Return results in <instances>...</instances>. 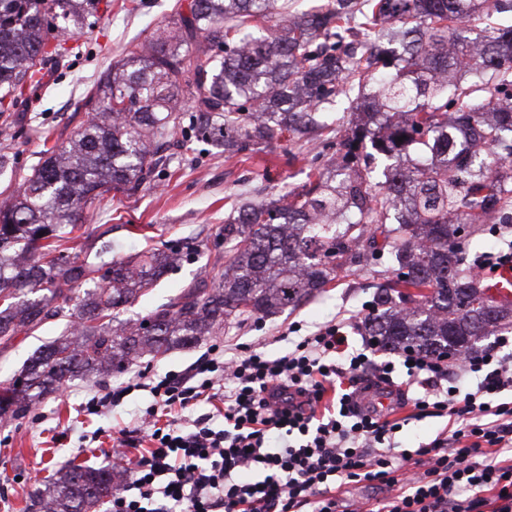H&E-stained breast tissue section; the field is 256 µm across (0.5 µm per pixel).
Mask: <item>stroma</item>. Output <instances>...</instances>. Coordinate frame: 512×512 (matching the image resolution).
Masks as SVG:
<instances>
[{
  "label": "stroma",
  "instance_id": "obj_1",
  "mask_svg": "<svg viewBox=\"0 0 512 512\" xmlns=\"http://www.w3.org/2000/svg\"><path fill=\"white\" fill-rule=\"evenodd\" d=\"M189 0H102V19L92 32L69 40L62 65L49 69L43 83L25 89L18 109L0 115V155L8 163L0 169V199L18 189L43 157L45 146L67 141L84 121L82 104L94 86L125 57L130 44L150 39ZM318 141L281 136L259 145L249 159L224 158L206 144L191 142L162 166L153 187L134 195L111 192L84 213L89 247L110 243L113 257H125L164 241H181L193 249L180 259L152 290L127 311L146 315L166 303L196 279L220 277L224 244L216 231L233 208L248 201L272 200L300 187L313 166H322ZM391 274L385 263L341 271L317 297L293 311L261 323L229 324L212 342L175 349L166 355L135 362L127 370L96 381L76 380L48 396L24 414L0 419V512H32L34 497L61 467L73 461L95 468L109 467L105 453L112 431L138 427L150 399L134 391L109 406L102 415H85L92 396L145 374L178 373L201 359L210 343L233 354L237 344L260 343L277 355L288 347L292 323L310 333L329 322L346 320L370 302L378 283ZM67 321L52 320L30 335L0 344V384L17 378L34 352L60 337ZM395 416L406 423L397 433V450H411L447 430L450 422L438 417H412L409 408Z\"/></svg>",
  "mask_w": 512,
  "mask_h": 512
}]
</instances>
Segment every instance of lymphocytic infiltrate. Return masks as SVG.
<instances>
[{"label": "lymphocytic infiltrate", "instance_id": "f902f5d3", "mask_svg": "<svg viewBox=\"0 0 512 512\" xmlns=\"http://www.w3.org/2000/svg\"><path fill=\"white\" fill-rule=\"evenodd\" d=\"M290 330L282 354L243 343L228 358L215 345L180 377L135 378L85 403L98 415L130 391L151 397L141 441L123 429L112 439L114 459L139 451L112 512H345L336 487L349 483L386 489L368 512H512V336L450 363L407 349L377 359L343 322ZM398 371L416 415L452 420L412 451L395 449L400 423L356 402ZM213 400L222 427L207 415L185 428L154 422Z\"/></svg>", "mask_w": 512, "mask_h": 512}]
</instances>
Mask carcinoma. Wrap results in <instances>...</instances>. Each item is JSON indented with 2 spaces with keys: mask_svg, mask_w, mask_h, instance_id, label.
Instances as JSON below:
<instances>
[{
  "mask_svg": "<svg viewBox=\"0 0 512 512\" xmlns=\"http://www.w3.org/2000/svg\"><path fill=\"white\" fill-rule=\"evenodd\" d=\"M101 0H0V113L67 56ZM512 0H329L293 14L278 0H190L99 81L87 119L45 151L0 203V341L57 317L75 340L36 351L0 388V416L27 411L75 378L121 373L134 360L192 347L231 318L295 308L337 270L386 261L368 336L381 351L453 357L512 326V303L485 298L471 255L512 224ZM276 19L269 34L259 23ZM366 32L350 41L354 27ZM194 89L191 130L227 157L288 132L337 138L327 107L345 93L361 115L300 191L224 219V275L194 282L137 320L121 315L178 259L171 246L131 259L80 261L64 246L88 205L156 181L161 146H185L174 113ZM371 151L362 154L361 146ZM386 160L381 173L370 163ZM117 490L112 471L68 462L37 512H88Z\"/></svg>",
  "mask_w": 512,
  "mask_h": 512,
  "instance_id": "1",
  "label": "carcinoma"
}]
</instances>
